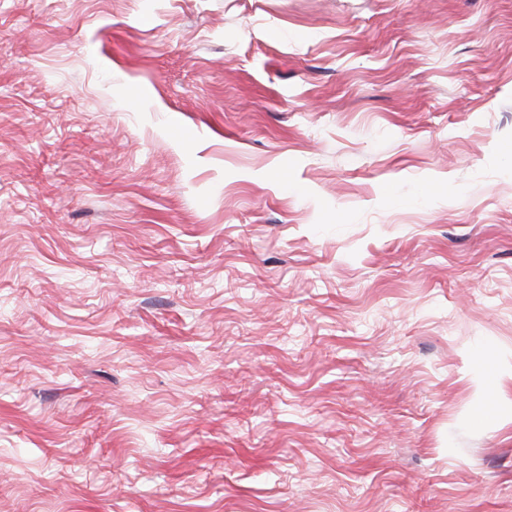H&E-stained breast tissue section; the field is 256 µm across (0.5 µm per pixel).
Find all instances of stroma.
I'll list each match as a JSON object with an SVG mask.
<instances>
[{"label":"stroma","mask_w":512,"mask_h":512,"mask_svg":"<svg viewBox=\"0 0 512 512\" xmlns=\"http://www.w3.org/2000/svg\"><path fill=\"white\" fill-rule=\"evenodd\" d=\"M0 512H512V0H0Z\"/></svg>","instance_id":"stroma-1"}]
</instances>
